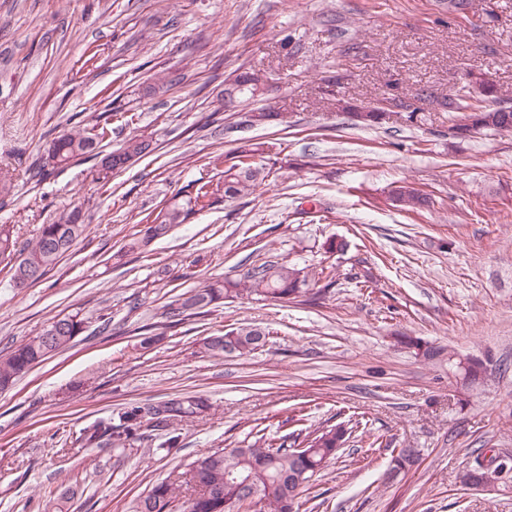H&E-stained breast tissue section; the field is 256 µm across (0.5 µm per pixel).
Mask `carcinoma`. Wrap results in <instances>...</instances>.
<instances>
[{
	"label": "carcinoma",
	"mask_w": 512,
	"mask_h": 512,
	"mask_svg": "<svg viewBox=\"0 0 512 512\" xmlns=\"http://www.w3.org/2000/svg\"><path fill=\"white\" fill-rule=\"evenodd\" d=\"M260 72L245 71L236 76L224 89V103L236 108L256 96ZM448 108L458 113L455 133L467 136L481 129H512V109L499 105L493 84L481 82L478 93L448 102ZM112 138L108 124L95 123L89 130L67 132L55 137L47 148L46 164L66 167L76 160L99 156L100 144ZM150 142L140 136L128 138L124 146L112 152V167L119 170L136 158L145 155ZM254 150L238 148L232 164L224 171V180L214 181L200 177L188 185L189 195L182 205L160 210L156 216L143 217L142 236L136 245L148 246L152 241L168 236L190 216L208 210L221 197L234 198L250 193L258 184L261 169L253 161ZM393 203L414 211L428 203L427 198L412 184L404 182L390 191ZM88 225L81 220L80 210L63 213L50 224H43L34 241L21 250L15 249L12 231L6 224L0 225V263L11 264L12 281L29 278V284L43 281L59 261L68 254L75 243L86 233ZM309 272L296 265L264 262L239 280H227L220 287L205 283L177 295L165 305L171 322L181 321L185 314H200L202 310L220 299L243 296H259L275 301H290L308 294ZM86 329V321L79 314L58 315L34 336L0 357V387L8 386L20 374L47 357L69 346ZM257 326L243 325L222 335L205 338L204 348L213 357L225 356L228 346L234 357L247 356L255 351L252 336ZM396 342L416 350V354L434 360L444 349L427 345L418 337L401 335ZM210 409L208 400L202 397L172 399L164 405L148 410L160 424L176 417L195 418ZM142 410L131 409L125 415V424L114 426L99 421L83 429L81 440L89 448L118 447L131 436L141 418ZM348 429L341 425L316 429L304 440V449L278 446L265 436L255 439L247 448H219L190 464L194 493L186 497L178 487L162 481L154 485L133 506L132 512H241L252 507L249 493L234 484L227 483L226 476H242L250 480L251 487L261 497L264 512H299L300 499L308 491L307 483L335 458L336 441L344 440ZM493 467L502 473L501 480L512 479V459L489 450L476 455L468 469L480 474L482 468Z\"/></svg>",
	"instance_id": "cac0c4a2"
}]
</instances>
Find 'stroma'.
<instances>
[{
  "mask_svg": "<svg viewBox=\"0 0 512 512\" xmlns=\"http://www.w3.org/2000/svg\"><path fill=\"white\" fill-rule=\"evenodd\" d=\"M251 70L266 89L225 109V85ZM482 79L512 107V0H0V170L13 176L0 224L21 247L75 208L88 226L37 285L0 265V356L58 314L87 320L0 390V512H50L64 484L63 512H131L197 457L248 447L255 426L278 444L337 424L352 434L314 477L313 512H512V489L458 479L478 450L512 456V131L458 137L447 106ZM383 100L381 123L355 122ZM98 120L107 151L139 135L151 153L105 178L96 159L43 168L54 137ZM244 144L265 185L134 248L143 216L221 179L211 156ZM403 181L430 207H393ZM330 238L345 252L325 253ZM269 260L331 265L336 282L315 301L230 298L169 326L173 291ZM244 324L271 331L264 350L205 353V337ZM399 333L484 361L468 404L447 360L395 346ZM189 396L210 410L142 426L121 450L80 440ZM395 448L419 458L392 479Z\"/></svg>",
  "mask_w": 512,
  "mask_h": 512,
  "instance_id": "obj_1",
  "label": "stroma"
}]
</instances>
